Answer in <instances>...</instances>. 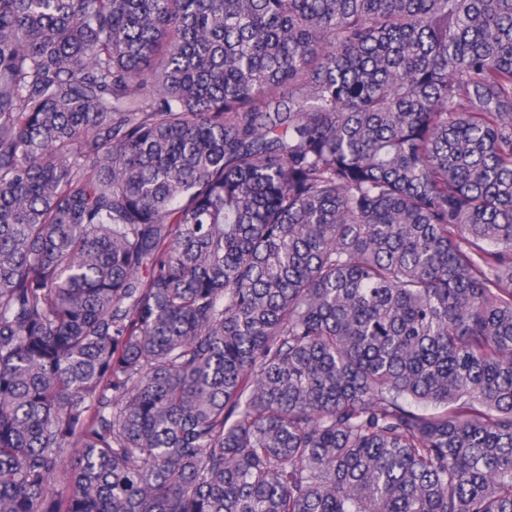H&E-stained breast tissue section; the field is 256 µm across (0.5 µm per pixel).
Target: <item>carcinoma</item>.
<instances>
[{
  "mask_svg": "<svg viewBox=\"0 0 512 512\" xmlns=\"http://www.w3.org/2000/svg\"><path fill=\"white\" fill-rule=\"evenodd\" d=\"M0 512H512V0H0Z\"/></svg>",
  "mask_w": 512,
  "mask_h": 512,
  "instance_id": "obj_1",
  "label": "carcinoma"
}]
</instances>
